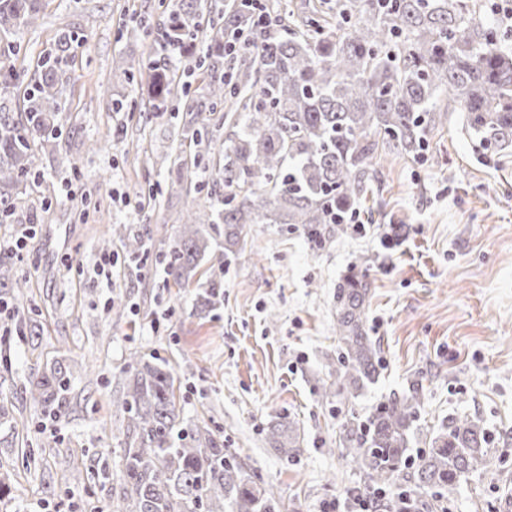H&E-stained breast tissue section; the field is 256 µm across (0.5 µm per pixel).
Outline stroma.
Listing matches in <instances>:
<instances>
[{
    "label": "stroma",
    "mask_w": 512,
    "mask_h": 512,
    "mask_svg": "<svg viewBox=\"0 0 512 512\" xmlns=\"http://www.w3.org/2000/svg\"><path fill=\"white\" fill-rule=\"evenodd\" d=\"M169 9L170 0H46L37 26L16 37L9 61L31 71L61 29L82 45L68 62L63 133L34 156L54 191L46 199L24 182L14 200V224L34 233L14 257L25 296L0 288L10 309L25 310L19 321L0 315V405L10 411L0 419V474L9 476L0 512H112L127 428L113 402L133 352L170 365L185 423L223 431L285 512H336L361 483L337 449L340 421L414 379L424 408L413 448L452 417L480 420L492 439L496 481L468 476L448 512H512V152L484 154L449 110L424 158L379 151L357 224L323 246L292 224L246 225L225 267L223 303L202 308L206 272L181 288L156 259L198 201L163 190L169 170L193 158L186 117L150 111L139 93L147 67L130 83L118 67L140 59ZM116 97L124 111H114ZM92 140L101 151L88 153ZM129 235L145 240L140 258L127 253ZM105 256L108 280L95 273ZM361 257L367 331L383 370L340 405L321 396L324 356L337 347L336 286ZM86 362L95 367L88 377L74 370ZM53 366L71 371L69 404L55 412L28 395L32 373ZM281 417L301 433L288 458L265 441ZM28 448L35 464L23 459Z\"/></svg>",
    "instance_id": "1"
}]
</instances>
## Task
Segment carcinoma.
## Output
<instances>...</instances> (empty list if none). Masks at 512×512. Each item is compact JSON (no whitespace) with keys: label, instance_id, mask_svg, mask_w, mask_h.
I'll list each match as a JSON object with an SVG mask.
<instances>
[{"label":"carcinoma","instance_id":"obj_1","mask_svg":"<svg viewBox=\"0 0 512 512\" xmlns=\"http://www.w3.org/2000/svg\"><path fill=\"white\" fill-rule=\"evenodd\" d=\"M255 0H225L220 19L203 22L204 0H173L158 24L168 58H193L187 74L155 59V44L142 55L153 72L142 95L154 105H184L192 114L184 129L194 146L192 165L169 170L168 193L190 189L204 201L180 218L179 237L165 253L177 283L194 278L212 254L211 240L224 225V252L208 268L204 305L220 301L227 257L248 224H298L322 244L341 230L367 191L378 150L424 154L427 133L447 111V92L463 112L464 126L483 151L512 149V31L486 25L479 0H336V21L307 15L309 4L288 12V23H256ZM43 0H0V57L15 52V36L38 24ZM207 46L194 55L197 33ZM81 45L63 31L55 49L31 78L0 67V223L14 221L13 191L32 170L34 147L62 134L64 66ZM201 77L190 96L189 77ZM224 112L245 130L215 160L203 114ZM215 162L224 196L205 191L198 169ZM367 264L336 286V355L326 356L329 386L322 397L342 403L379 375L380 349L367 336ZM24 295L9 258L0 256V286ZM68 370L53 367L30 381L34 403L62 409L68 402ZM126 391L114 401L128 414L120 492L112 512H283L265 484L224 447L208 425L183 424L169 365L138 353L124 376ZM419 382L375 406L361 420L339 424L342 457L365 476V489L385 491L388 512H419L447 500L469 474L494 475L489 438L479 421L457 418L428 448L410 458V436L423 408ZM270 447H297L293 421L269 425ZM412 463L407 486L402 466Z\"/></svg>","mask_w":512,"mask_h":512}]
</instances>
